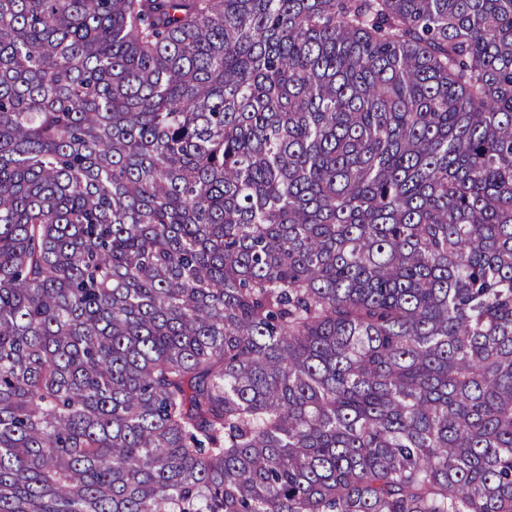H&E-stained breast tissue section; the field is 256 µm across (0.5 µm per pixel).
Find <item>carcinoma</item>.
I'll return each mask as SVG.
<instances>
[{"label": "carcinoma", "instance_id": "obj_1", "mask_svg": "<svg viewBox=\"0 0 512 512\" xmlns=\"http://www.w3.org/2000/svg\"><path fill=\"white\" fill-rule=\"evenodd\" d=\"M0 512H512V0H0Z\"/></svg>", "mask_w": 512, "mask_h": 512}]
</instances>
